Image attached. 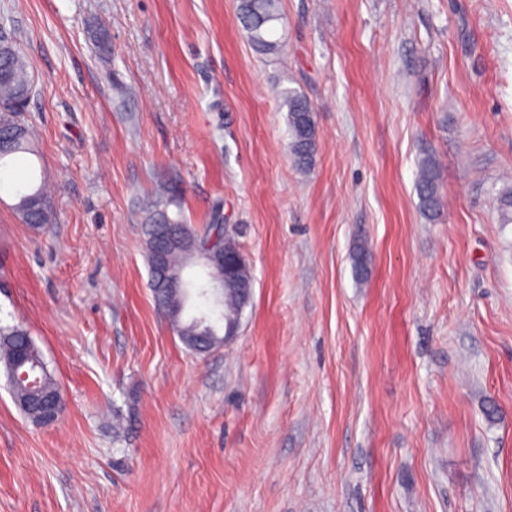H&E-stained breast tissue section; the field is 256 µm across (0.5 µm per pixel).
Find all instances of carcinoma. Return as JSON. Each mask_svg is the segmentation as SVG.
Listing matches in <instances>:
<instances>
[{
  "mask_svg": "<svg viewBox=\"0 0 512 512\" xmlns=\"http://www.w3.org/2000/svg\"><path fill=\"white\" fill-rule=\"evenodd\" d=\"M238 15L246 37L253 48L265 55H275L286 46L280 33L283 18L279 0H239ZM34 81L29 65L16 44L0 39V139L7 149L0 153V166L19 154L33 152L36 133L33 124L23 116L24 108L15 102L30 97ZM286 107L289 156L301 171L314 166L318 144L315 110L309 100L295 89L280 91ZM439 162L431 153L418 161L416 192L421 214L428 220L436 219L442 209ZM20 221L35 229H43L52 220L51 196L42 183L19 194L15 205ZM497 211L501 222L512 223V187L502 190L497 197ZM222 205L212 207L209 221L202 231L189 224L172 185L159 190L158 198L146 210L142 234L150 271L151 288L157 307L167 316L183 344L200 352L224 345L225 328L240 320L250 301L253 276L248 265L224 281L223 304L212 301L210 285L213 265L189 254L192 244H204L215 225L223 223ZM212 302L209 314L203 318H183L189 290ZM28 357L29 366L39 380L34 388L15 376L18 355ZM0 363L3 364L11 394L18 409L32 422L40 425L53 423L43 398L56 400L57 414L66 407L64 394L54 374L49 371L43 356L28 330L19 324L0 325Z\"/></svg>",
  "mask_w": 512,
  "mask_h": 512,
  "instance_id": "1",
  "label": "carcinoma"
}]
</instances>
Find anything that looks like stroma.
I'll return each mask as SVG.
<instances>
[{
  "instance_id": "35a3bbf8",
  "label": "stroma",
  "mask_w": 512,
  "mask_h": 512,
  "mask_svg": "<svg viewBox=\"0 0 512 512\" xmlns=\"http://www.w3.org/2000/svg\"><path fill=\"white\" fill-rule=\"evenodd\" d=\"M237 4L0 0L39 130L0 170V321L66 398L35 425L0 369V512H512V0H280L276 56ZM282 88L316 112L307 173ZM163 182L195 228L222 204L251 266L204 356L153 301ZM42 183L37 231L13 206ZM439 162L431 153H425L418 161L416 192L421 214L428 220H435L443 209L440 194Z\"/></svg>"
}]
</instances>
